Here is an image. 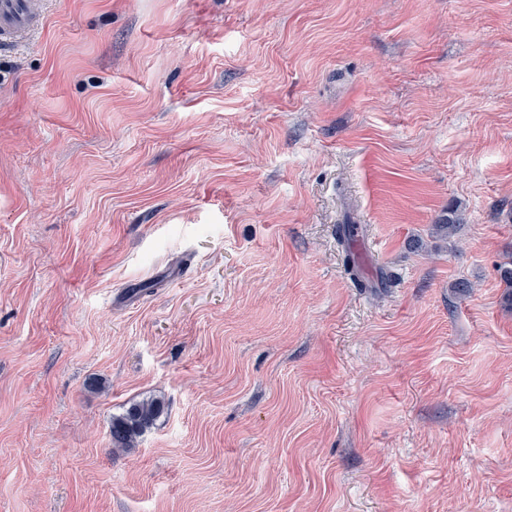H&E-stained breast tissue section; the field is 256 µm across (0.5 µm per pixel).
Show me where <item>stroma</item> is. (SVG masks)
Here are the masks:
<instances>
[{
	"instance_id": "35a3bbf8",
	"label": "stroma",
	"mask_w": 512,
	"mask_h": 512,
	"mask_svg": "<svg viewBox=\"0 0 512 512\" xmlns=\"http://www.w3.org/2000/svg\"><path fill=\"white\" fill-rule=\"evenodd\" d=\"M510 261L512 0H47L0 49V512H512ZM164 411V402L151 398L131 405L125 413L112 418L110 436L112 448H133L137 440Z\"/></svg>"
}]
</instances>
